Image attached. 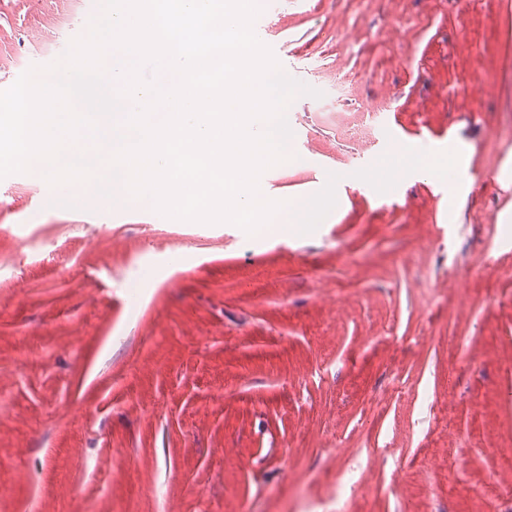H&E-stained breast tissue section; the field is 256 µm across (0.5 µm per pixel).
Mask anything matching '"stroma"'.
I'll use <instances>...</instances> for the list:
<instances>
[{"mask_svg":"<svg viewBox=\"0 0 512 512\" xmlns=\"http://www.w3.org/2000/svg\"><path fill=\"white\" fill-rule=\"evenodd\" d=\"M90 19L0 0V90ZM254 29L320 92L290 104L301 160L266 191L335 174V208L256 238L1 179L0 512H503L512 0L267 4ZM451 143L453 198L410 164Z\"/></svg>","mask_w":512,"mask_h":512,"instance_id":"1","label":"stroma"}]
</instances>
